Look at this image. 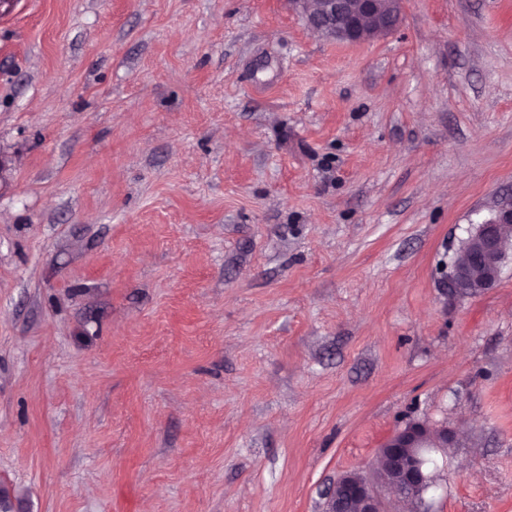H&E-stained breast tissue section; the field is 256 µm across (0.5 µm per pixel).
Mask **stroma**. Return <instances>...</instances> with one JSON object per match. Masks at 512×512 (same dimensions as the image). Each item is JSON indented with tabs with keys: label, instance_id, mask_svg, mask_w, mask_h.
Wrapping results in <instances>:
<instances>
[{
	"label": "stroma",
	"instance_id": "stroma-1",
	"mask_svg": "<svg viewBox=\"0 0 512 512\" xmlns=\"http://www.w3.org/2000/svg\"><path fill=\"white\" fill-rule=\"evenodd\" d=\"M512 0L386 37L288 0L0 6V488L25 512H323L407 422L430 512H512ZM512 198L495 206L490 216L475 225L464 239L446 273L445 287L457 295H474L490 288L502 266L512 257Z\"/></svg>",
	"mask_w": 512,
	"mask_h": 512
}]
</instances>
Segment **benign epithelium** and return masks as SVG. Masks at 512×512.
<instances>
[{"label": "benign epithelium", "instance_id": "benign-epithelium-1", "mask_svg": "<svg viewBox=\"0 0 512 512\" xmlns=\"http://www.w3.org/2000/svg\"><path fill=\"white\" fill-rule=\"evenodd\" d=\"M305 17L310 29L337 41L361 43L391 33L401 21L402 0H290ZM512 240V198L495 206L490 216L477 223L464 239L457 257L446 273L445 287L457 295L485 291L497 280L505 262L512 257L506 243ZM439 448L451 445L448 429L430 437L427 425L410 423L391 435L379 449L381 470L376 481L351 472L336 485L347 492L340 498L330 492L326 512H384L376 486L393 494L397 488H416L427 481L413 449L424 448L429 441Z\"/></svg>", "mask_w": 512, "mask_h": 512}]
</instances>
